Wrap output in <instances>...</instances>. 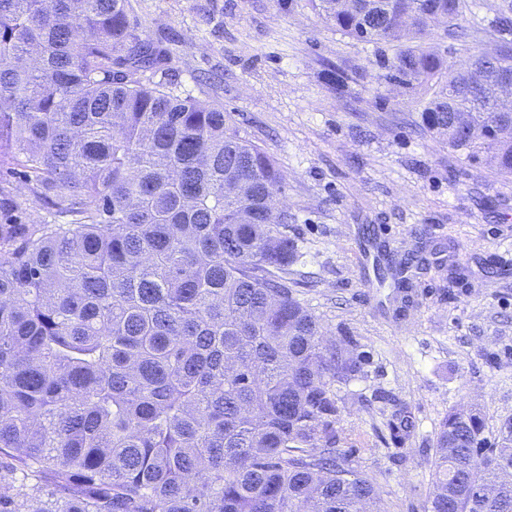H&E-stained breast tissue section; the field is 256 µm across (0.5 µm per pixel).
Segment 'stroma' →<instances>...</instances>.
<instances>
[{
    "instance_id": "obj_1",
    "label": "stroma",
    "mask_w": 512,
    "mask_h": 512,
    "mask_svg": "<svg viewBox=\"0 0 512 512\" xmlns=\"http://www.w3.org/2000/svg\"><path fill=\"white\" fill-rule=\"evenodd\" d=\"M499 0H469L445 64L512 47ZM137 31L166 51L141 73L221 109L282 177L295 261L280 277L329 338L363 358L334 382L336 446L383 512H428L436 433L478 409L495 438L512 417V175L453 151L418 91L382 79L385 47L326 23L309 0H129ZM0 224L56 220L25 174L0 168ZM440 249L408 301L379 283V247Z\"/></svg>"
}]
</instances>
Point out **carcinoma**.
Instances as JSON below:
<instances>
[{
  "label": "carcinoma",
  "mask_w": 512,
  "mask_h": 512,
  "mask_svg": "<svg viewBox=\"0 0 512 512\" xmlns=\"http://www.w3.org/2000/svg\"><path fill=\"white\" fill-rule=\"evenodd\" d=\"M312 2L394 48L387 78L448 146L512 174V114L494 111L509 48L476 55L473 82L425 46L417 0ZM425 2L450 30L467 6ZM127 5L0 0V165L71 217L0 224V455L50 488L3 489L0 512H381L334 448L332 385L361 359L276 275L296 257L262 218L276 162L223 110L141 82L164 54ZM459 112L481 136L451 132ZM432 484L428 512H512V418L491 442L479 414H448Z\"/></svg>",
  "instance_id": "cac0c4a2"
}]
</instances>
